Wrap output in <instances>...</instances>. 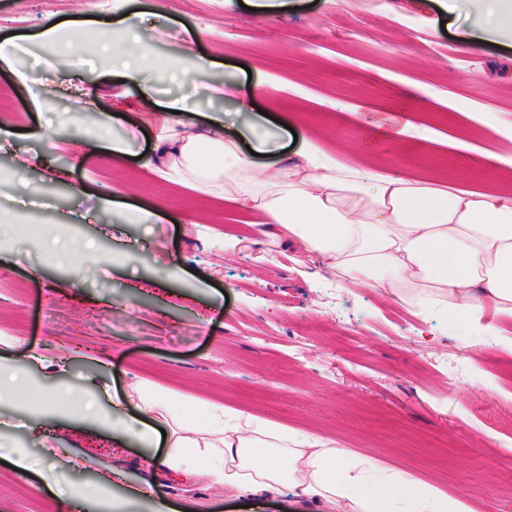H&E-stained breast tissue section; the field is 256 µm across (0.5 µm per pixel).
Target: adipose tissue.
Wrapping results in <instances>:
<instances>
[{
  "label": "adipose tissue",
  "mask_w": 512,
  "mask_h": 512,
  "mask_svg": "<svg viewBox=\"0 0 512 512\" xmlns=\"http://www.w3.org/2000/svg\"><path fill=\"white\" fill-rule=\"evenodd\" d=\"M144 12L95 37L113 69L143 83L153 54L139 34ZM143 168L208 197L228 198L261 214L258 235L284 241L319 260L346 289L365 285L412 306L426 322L445 319L462 332L480 327L487 310L512 314V193L481 192L340 166L315 143L303 142L290 164H255L244 156L221 117L197 125L192 109L172 100ZM37 430L43 448L56 443L66 421L109 430L116 446L165 442L163 464L204 471L240 494L287 484L298 496L326 501L340 512H471L463 500L382 468L333 443L219 405L209 425L175 416L162 388L140 382L128 398L88 402L69 387L38 391ZM133 399L136 414L125 411ZM123 472L104 466L84 484L45 486L56 505L96 501L112 512V481Z\"/></svg>",
  "instance_id": "ef3b65f1"
}]
</instances>
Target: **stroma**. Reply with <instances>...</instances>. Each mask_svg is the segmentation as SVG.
I'll return each instance as SVG.
<instances>
[{
  "mask_svg": "<svg viewBox=\"0 0 512 512\" xmlns=\"http://www.w3.org/2000/svg\"><path fill=\"white\" fill-rule=\"evenodd\" d=\"M153 0H0V114L18 130L0 144V339L22 378L88 389L100 402L146 381L167 389L172 412L205 426L206 404L335 441L348 452L464 498L473 512H512V315L487 312L460 335L423 322L368 288L342 290L325 267L292 249L261 244L259 217L233 202L140 168L158 130L141 120L138 85L97 52L65 57L38 41L48 25L93 19L115 25ZM164 17L142 24L152 64L192 43L201 77L153 82L158 102L185 99L198 122L230 112L210 87L252 81L254 108L287 122L292 158L302 138L345 167L424 176L471 190L490 168L512 176V26L462 40L467 0L443 14L437 0H282L269 17L239 0H163ZM58 85L49 107L28 82ZM96 105L76 111L72 98ZM113 115L111 126L98 124ZM126 143L121 168L85 151L89 136ZM34 188L12 196L17 156ZM59 228L78 247L65 262L41 240ZM67 359L65 373L29 354ZM108 358L107 367L95 359ZM29 403L0 401V448L27 449L33 471L0 459V512H43L42 474L93 479L106 457L126 479L112 489L120 512H337L288 487L239 496L205 473L159 465L164 448H120L92 425L61 427L48 459L29 426ZM150 488L149 499L140 489Z\"/></svg>",
  "mask_w": 512,
  "mask_h": 512,
  "instance_id": "stroma-1",
  "label": "stroma"
}]
</instances>
